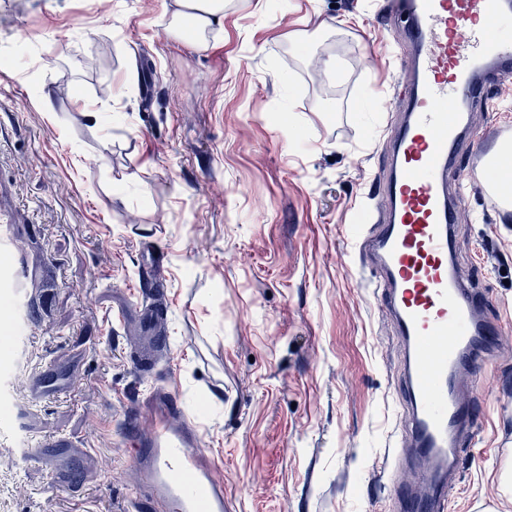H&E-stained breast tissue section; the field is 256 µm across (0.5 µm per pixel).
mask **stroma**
<instances>
[{
	"label": "stroma",
	"mask_w": 512,
	"mask_h": 512,
	"mask_svg": "<svg viewBox=\"0 0 512 512\" xmlns=\"http://www.w3.org/2000/svg\"><path fill=\"white\" fill-rule=\"evenodd\" d=\"M170 2L0 0V204L47 267L10 354L0 512H153L125 433L150 431L161 385L203 411L227 512H397L401 347L350 226L387 206L402 110L385 95L411 52L362 0H224L202 48L166 34ZM489 97L470 131L495 145L460 161L456 255L500 336L449 512H512V208L491 183L512 173V77ZM74 350L72 394L34 401L28 377ZM64 437L101 472L74 499L28 451Z\"/></svg>",
	"instance_id": "35a3bbf8"
}]
</instances>
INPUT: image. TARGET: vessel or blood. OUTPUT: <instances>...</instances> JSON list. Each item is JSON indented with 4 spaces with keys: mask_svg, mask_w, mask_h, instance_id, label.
Here are the masks:
<instances>
[{
    "mask_svg": "<svg viewBox=\"0 0 512 512\" xmlns=\"http://www.w3.org/2000/svg\"><path fill=\"white\" fill-rule=\"evenodd\" d=\"M413 53V79L379 188L388 206L372 219L362 245L374 256L373 295L403 348L398 387L405 405L401 436L428 487L399 489L400 512H446L472 399L463 379L482 372L497 350L499 328L479 320L480 298L456 260L458 186L449 175L468 132L469 112L492 81L512 75V0H388L382 13ZM15 226L0 209V307L22 325L33 310L41 268L15 248ZM33 399L70 394L68 372L47 365L29 383ZM153 427L130 436L134 461L159 512H225L224 482L201 451L198 417L181 415L167 389L149 399ZM39 459L62 455L77 469L54 466L56 491L96 482L90 448L66 440L36 445Z\"/></svg>",
    "mask_w": 512,
    "mask_h": 512,
    "instance_id": "b4317fda",
    "label": "vessel or blood"
}]
</instances>
